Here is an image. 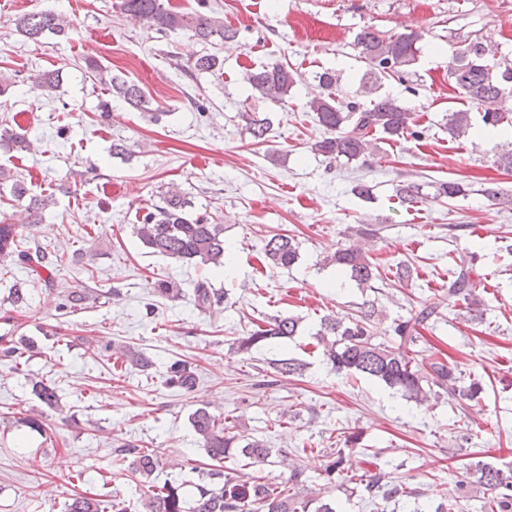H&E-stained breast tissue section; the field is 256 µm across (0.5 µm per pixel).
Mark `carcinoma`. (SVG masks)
<instances>
[{"mask_svg": "<svg viewBox=\"0 0 512 512\" xmlns=\"http://www.w3.org/2000/svg\"><path fill=\"white\" fill-rule=\"evenodd\" d=\"M118 7L125 13L143 21L158 32L188 31L191 36L205 44L216 41H236V30L224 26V19L210 14H185L162 0H118ZM17 31L32 41L68 34L73 22L52 10L26 12L15 19ZM423 35L409 31L385 37L372 27H363L355 36V46L362 58L373 64L361 78V93L372 96L369 105L350 101L341 105L337 100L336 72L325 71L318 75V81L325 94L307 103L317 125L324 136L311 143L310 151L338 162L364 160L386 141L396 143L408 137L420 138L417 114L399 98L376 93L382 79L391 77L400 81L410 75V68L416 64ZM486 46L479 38H466L453 46L448 58V76L456 89L471 103L483 111L485 126L494 129H512V111L504 108L505 86L512 84V60L508 59L494 70L485 61ZM224 60L216 54L206 53L193 63V71L199 74H214L223 69ZM85 69L99 83L108 86L111 94L123 99L137 110H144L148 101L142 89L124 77L112 73L95 59L85 61ZM244 80L258 94L259 98L274 102L288 97L297 83V73L282 64L263 66L248 71ZM34 81L49 96L56 95L60 88V74L48 70L34 76ZM245 131L253 144L266 141L270 131V119L263 112H247L243 115ZM448 134L454 139L468 137L472 129L470 112L456 110L445 115ZM0 146L8 151L29 152L33 144L24 133L6 130L0 133ZM433 198L454 199L466 195L462 183L448 180L432 185ZM9 193V201L21 205L31 224L43 220V212L52 203L50 195H33L25 182L10 171L0 168V198ZM423 186L406 184L398 188L397 197L403 205H413L424 198ZM194 204L176 185H171L158 196V202L148 208L135 233L142 245L161 256L181 263L203 267L222 268L226 264L224 225L209 224L205 217L193 212ZM23 227L19 224L0 223V260L9 259L25 266L36 279L45 283L53 282V261L38 248L25 249L21 246ZM299 257V246L287 234H276L264 246L265 264L272 268L291 267ZM326 261L349 275L361 288H371L380 279L378 267L367 254L354 247L339 246L326 256ZM48 272L42 276L41 271ZM479 273L473 264L462 260L448 278V298L463 301L468 311L473 312L481 305L476 294L475 277ZM86 300L83 288H73L66 293L65 307L71 312L82 309ZM229 301L228 293L219 292L205 279L194 286V305L202 312ZM435 314V309L424 308L418 313L394 322L390 332L397 345L390 346L375 342L376 321L383 311L370 304L346 321L327 315L320 320L316 332L318 345L322 348L325 363L338 375H358L384 383L405 400L423 405L443 390L454 398L470 400L481 392L482 385L476 379L464 381V375L456 367L443 361L429 364L424 372L409 355L410 346L416 344L420 327ZM299 319L290 315H275L260 320L255 328L234 342L236 352L248 355L262 349L275 339H291L297 335ZM16 329L10 328L0 334V356L18 361L29 352V340L15 336ZM117 359L124 366L145 371L151 366L150 360L141 352L129 348L119 352ZM270 368L279 378L300 375L305 364L280 356L270 359ZM169 383L190 392L196 385V375L190 366L176 360L168 370ZM32 391L39 401L51 410H60L56 389L42 380L32 384ZM191 424L197 437L198 446L203 448L213 465L201 470L202 481L194 485V501L191 508H185L186 492L181 484L165 483L161 486L149 484V480L160 467L159 457L147 448L132 444L114 451L113 461L117 466L126 467L132 476L146 484L143 508L145 512H309L310 503L297 499L292 489L304 483L303 470L295 466L290 471L288 488L284 489L255 476L249 481H240L224 472V462H244L251 466L269 463L272 450L258 438H244L234 432V426L205 408L196 409L191 415ZM360 437L350 434L344 440L345 448L337 449L329 456L326 464L327 480L343 476L342 468L345 449H353ZM469 477L482 485L489 497L484 502L483 512H512V470L503 472L488 463L477 462L468 471ZM359 484L369 495H380L386 502L411 497L415 491L402 483L392 480L389 473L380 466L360 479ZM106 500L96 497L75 495L65 504L64 512H109Z\"/></svg>", "mask_w": 512, "mask_h": 512, "instance_id": "cac0c4a2", "label": "carcinoma"}]
</instances>
